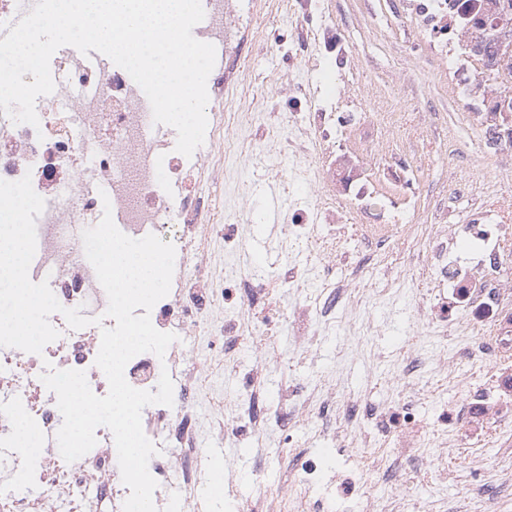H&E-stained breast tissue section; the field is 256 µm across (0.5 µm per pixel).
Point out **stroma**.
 <instances>
[{
    "mask_svg": "<svg viewBox=\"0 0 512 512\" xmlns=\"http://www.w3.org/2000/svg\"><path fill=\"white\" fill-rule=\"evenodd\" d=\"M324 11L327 21L344 33L342 63L323 73L290 63L281 51L256 54L248 62L253 93L274 95L291 80L317 88L319 100L333 103L337 118L344 121L335 148L316 159L321 169L350 163L357 175L384 188L389 167L399 157L411 156L419 173V194L465 188L448 221L467 223L472 198L480 195L484 182L498 178L508 159L481 133L473 117L477 101L465 94L463 85L451 82V66L427 50L419 27L401 11L399 0H326ZM423 297V291L415 290L384 299L373 312L376 331L360 337L359 351L345 360L337 358L343 333L322 337L309 357L270 370L267 394L277 395L285 380L310 383L338 373L347 390L372 401L381 399L394 371L393 353L418 339L416 305ZM418 340L430 349L438 344L434 336ZM199 445L214 450V460L225 479L233 481L239 500L275 491L285 467L275 435H268L262 448L231 445L209 434ZM474 457L493 471L512 465V447L488 438L449 449L448 468L455 479L443 488L419 486L418 502L408 512H425L440 493L459 502L463 486L471 480L469 462Z\"/></svg>",
    "mask_w": 512,
    "mask_h": 512,
    "instance_id": "1",
    "label": "stroma"
}]
</instances>
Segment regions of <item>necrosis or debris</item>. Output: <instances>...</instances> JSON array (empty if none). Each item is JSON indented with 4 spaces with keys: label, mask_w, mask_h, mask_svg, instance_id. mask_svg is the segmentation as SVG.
<instances>
[{
    "label": "necrosis or debris",
    "mask_w": 512,
    "mask_h": 512,
    "mask_svg": "<svg viewBox=\"0 0 512 512\" xmlns=\"http://www.w3.org/2000/svg\"><path fill=\"white\" fill-rule=\"evenodd\" d=\"M488 0H414L426 40L437 29L475 31L485 17ZM321 0H208L207 40L216 48V63L207 80L208 154L193 162L165 153V142L151 132V114L126 70L103 71L70 58L58 65L66 84L49 98L38 126L14 123L0 113V179L30 176L46 206L37 218L36 273L48 280L60 304L86 308L103 302L94 268L81 258V233L111 207L116 226L139 239L175 223L177 258L169 294L151 311L154 327L178 335L164 357L146 352L125 367L134 388L156 391L162 371L185 370L186 380L174 392V404L146 406L141 415L145 435L156 445L149 471L158 492L172 485L181 492L182 512H210L201 475L212 462L197 447L196 401L210 407V430L225 442L262 443L277 433L292 456L277 492L260 493L237 512H330L331 501L316 496L324 481L334 483L336 498L357 503L362 512H405L415 501L413 469L441 482L448 479V451L460 444V427L485 421L490 407L501 419L512 418V370L501 369L497 356L512 351V225L491 223L486 211H474L472 223L452 224L454 202L430 196L425 209L403 212L397 200L365 182L354 185L350 204L360 215L376 211L382 224L361 229L364 250L356 261L350 287L336 285L333 270L344 254L325 244L333 223L327 179L312 161L324 145L335 143L336 114L315 93L292 82L280 89L281 103L249 94L244 62L267 48L265 19L288 12V53L303 57L314 50L335 58L340 37L335 25L318 24ZM478 114L492 145L512 146V99L486 90ZM262 168L275 180L295 185L298 196L279 232L282 262L274 276L234 270L244 249L248 222L238 208L217 199L230 178L232 162ZM94 167L103 192L87 189L84 173ZM465 237L472 256L460 261L455 243ZM223 243L229 265L218 268L215 243ZM306 247L304 262L295 250ZM424 253L435 295L424 311L434 334L448 337L435 353L419 347L401 349L390 381L393 396L368 403L347 392L333 375L305 386L282 384L277 397L260 399L270 364L286 363L275 352L274 337L292 336L298 351L311 350L320 336L342 320L368 316L384 297L416 281L418 267L390 263L393 249ZM59 332L42 354L0 347V404L17 402L44 443L43 461L35 472L33 491L10 489L18 461L10 450L14 437L11 413L0 414V512H123L130 493L114 455L107 427L96 431L95 450L66 462L53 441L62 423L54 392L41 380L44 363L85 371L94 394L109 390L95 364L101 328L91 324L70 329L62 314L49 317ZM202 348L195 355L182 339ZM487 368L494 386L469 389L457 373L459 362ZM235 378L239 393L224 396L219 377ZM456 386V400L446 391ZM432 402L433 425H423L418 408ZM308 427L344 456L336 472L326 473L321 459L302 454L300 428ZM481 484L466 492L469 512H495L500 499L512 497V468L486 474L473 465Z\"/></svg>",
    "instance_id": "obj_1"
}]
</instances>
